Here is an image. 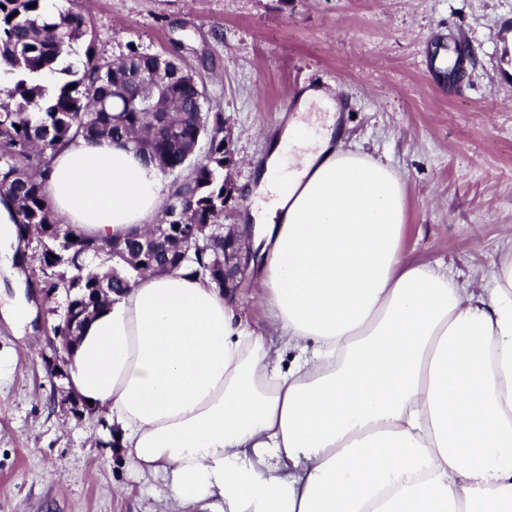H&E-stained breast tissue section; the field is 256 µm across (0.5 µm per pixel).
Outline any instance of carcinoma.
<instances>
[{
  "label": "carcinoma",
  "instance_id": "obj_1",
  "mask_svg": "<svg viewBox=\"0 0 512 512\" xmlns=\"http://www.w3.org/2000/svg\"><path fill=\"white\" fill-rule=\"evenodd\" d=\"M44 14L45 0H0V61L14 78L9 102L0 103V197L15 207L20 236L37 241L46 300L66 297L54 335L63 330L69 309L79 308L87 318L150 272L183 268L224 288V260L202 239L185 247L165 235L141 259V234L99 242L54 220L45 192L53 155L45 149L56 151L76 136L130 145L166 174L188 170L169 190L172 202L165 204L161 223L206 225L217 236L224 226L225 169L233 160L224 151V113L198 94L189 72L137 50L107 61L89 49L82 66L56 69L64 47L87 37L88 21L80 11L62 12L54 22ZM45 70L61 79L35 120L31 108L40 107L48 89L28 77ZM100 254L107 268L87 270L88 258ZM99 288L108 293L98 295Z\"/></svg>",
  "mask_w": 512,
  "mask_h": 512
}]
</instances>
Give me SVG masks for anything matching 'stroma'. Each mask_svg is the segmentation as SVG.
<instances>
[{
    "label": "stroma",
    "instance_id": "35a3bbf8",
    "mask_svg": "<svg viewBox=\"0 0 512 512\" xmlns=\"http://www.w3.org/2000/svg\"><path fill=\"white\" fill-rule=\"evenodd\" d=\"M93 50L171 56L219 102L233 135L240 223L249 187L302 85L335 86L342 141L405 182V255L460 287L487 286L512 240V0H61ZM465 54L462 73L447 59ZM36 305L26 334L0 319V512H154L163 490L109 445L104 413L65 403L35 241L20 242Z\"/></svg>",
    "mask_w": 512,
    "mask_h": 512
}]
</instances>
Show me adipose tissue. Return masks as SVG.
Instances as JSON below:
<instances>
[{
    "instance_id": "obj_1",
    "label": "adipose tissue",
    "mask_w": 512,
    "mask_h": 512,
    "mask_svg": "<svg viewBox=\"0 0 512 512\" xmlns=\"http://www.w3.org/2000/svg\"><path fill=\"white\" fill-rule=\"evenodd\" d=\"M304 88L259 169L249 268L268 318L185 271L151 273L82 325L67 381L104 412L157 512H512V241L488 288L403 252L404 179L336 140ZM166 178L78 138L46 180L100 241L156 222Z\"/></svg>"
}]
</instances>
